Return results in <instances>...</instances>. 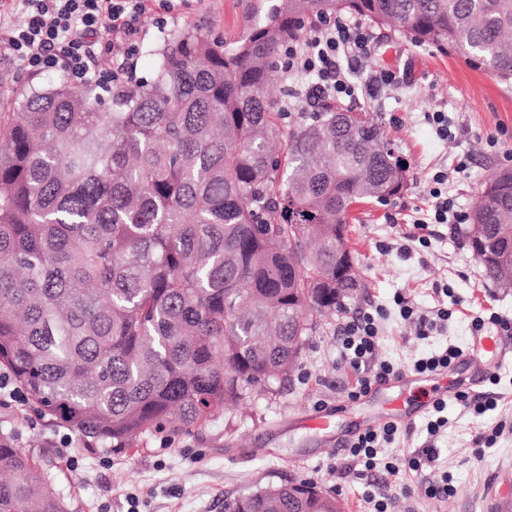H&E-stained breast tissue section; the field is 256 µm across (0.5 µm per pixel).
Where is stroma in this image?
Listing matches in <instances>:
<instances>
[{
	"label": "stroma",
	"mask_w": 512,
	"mask_h": 512,
	"mask_svg": "<svg viewBox=\"0 0 512 512\" xmlns=\"http://www.w3.org/2000/svg\"><path fill=\"white\" fill-rule=\"evenodd\" d=\"M263 0H176L171 12L152 7L142 19V46L159 44L157 16L169 27L191 26L218 41L243 32ZM373 52L359 65L358 78L371 71L391 70L395 84H379L372 92L341 101L342 109L377 115L385 139L409 167L406 191L390 202H367L356 210L348 246L362 286L349 312L382 305L389 313L382 324L380 354L403 371L434 351L472 344L471 320L489 311L512 319V288L485 279L482 268L447 225H437L430 247L399 251L413 221L427 210L423 184L437 169L453 168L468 157L466 175L453 179L448 192L464 209H472L485 181L507 167L504 149L491 148L488 137L512 131V80L503 81L483 69L471 68L450 50L416 42L406 31L373 27ZM442 109L455 123L454 139L440 140L426 113ZM449 285L453 316L441 332L417 338L413 324L401 319L395 295L413 299L425 311L438 302L435 286ZM343 314L321 320L290 380L277 395L258 397L224 411L205 423L172 434L144 435L132 448H115L85 437L69 425L40 412L32 399L0 403V429L13 433L15 443L50 476L68 512H224V500L255 485L306 480L343 500L346 512H362V495L371 481L388 479L383 468L359 477L337 440H351L363 429L362 418L376 414L391 401L410 413V432L380 458L414 455L433 449L436 460L420 474L407 477L414 494L400 496L399 512H492L493 502H512V432H504L483 460L474 457L473 438L479 427L493 425L498 415L512 416V357L499 365L497 384L482 382L501 401L497 412L475 419L456 400L448 402V431L429 440V407L419 396L383 385L357 400L347 393L354 383L337 344ZM331 410L330 429L307 427L306 417ZM448 474L452 494L438 500L418 493L417 485Z\"/></svg>",
	"instance_id": "obj_1"
}]
</instances>
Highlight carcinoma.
<instances>
[{
    "instance_id": "cac0c4a2",
    "label": "carcinoma",
    "mask_w": 512,
    "mask_h": 512,
    "mask_svg": "<svg viewBox=\"0 0 512 512\" xmlns=\"http://www.w3.org/2000/svg\"><path fill=\"white\" fill-rule=\"evenodd\" d=\"M354 14L512 80V0H276L226 45L167 32L135 88L64 78L0 96V366L40 410L131 448L274 393L360 287L336 228L399 196L406 165L376 118L332 104L288 121L267 93L288 43ZM453 224L485 276L512 283V169ZM0 512H67L0 430ZM224 512H344L303 480Z\"/></svg>"
}]
</instances>
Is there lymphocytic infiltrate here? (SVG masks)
<instances>
[{
	"label": "lymphocytic infiltrate",
	"instance_id": "lymphocytic-infiltrate-1",
	"mask_svg": "<svg viewBox=\"0 0 512 512\" xmlns=\"http://www.w3.org/2000/svg\"><path fill=\"white\" fill-rule=\"evenodd\" d=\"M21 22L0 17V57L21 66L43 71L64 69L74 82H85L89 73L100 67L104 57L99 43L101 30L112 36L113 54L134 59L139 52V23L149 11L151 0H11ZM373 36L355 17H335L317 22L298 41L289 43L281 68L295 78L288 99L287 112H297L301 100L339 101L357 96L359 87L351 79V70L341 66V59L369 58ZM468 158L458 160L453 171L438 170L426 181L424 192L429 200L426 217L416 224L423 234L418 242L429 246L425 231L431 224H464L466 211L448 194L450 174L463 175ZM384 308L364 309L348 318L340 330L341 356L354 371L356 381L348 392L357 399L374 385L401 376L392 362L377 355L380 321ZM399 431L388 422L381 428L359 433L348 444V455L366 470L376 468L379 448L392 443Z\"/></svg>",
	"mask_w": 512,
	"mask_h": 512
}]
</instances>
